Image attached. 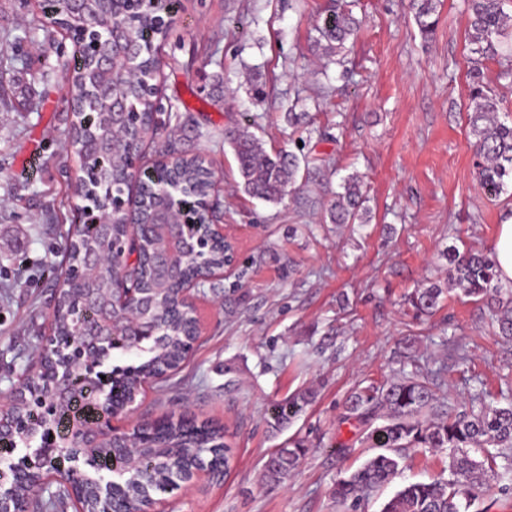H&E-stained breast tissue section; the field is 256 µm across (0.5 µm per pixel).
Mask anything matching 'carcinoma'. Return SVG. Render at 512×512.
<instances>
[{
	"label": "carcinoma",
	"mask_w": 512,
	"mask_h": 512,
	"mask_svg": "<svg viewBox=\"0 0 512 512\" xmlns=\"http://www.w3.org/2000/svg\"><path fill=\"white\" fill-rule=\"evenodd\" d=\"M505 0H466L470 23L471 53L475 63L494 60L502 55L504 39L512 37V15L504 10ZM415 21L421 35L429 37L437 23V0H414ZM170 12L167 0L137 6L124 18L127 39L132 51L125 66L133 72L128 76L116 72L112 77V94L124 103L127 122L133 126L143 112L157 111L156 94L150 88L158 69L153 38ZM356 21L337 0L324 11L317 27L319 40L325 41L327 55H337L346 48L353 34ZM109 43V29L103 27L99 37L89 40L82 50L80 63L68 78L69 94L73 99L82 98L86 112L79 122L71 125L69 138L83 169V180L78 186L82 205L96 212L109 215L112 233L106 235L95 224H85L78 231L81 249L95 248L112 252L113 243L126 237L129 221L142 224L157 221L162 209L178 201L185 206H196L199 200L210 195L212 183L206 173L205 160L199 155L179 156L169 168L168 184L176 185L180 197L175 199L157 190L140 199L137 213L128 214L121 205L131 177L130 163L146 160L143 149L145 139L153 137L158 125L145 128L139 139L118 138L111 129V99L103 94L105 79L89 67L86 58L101 55ZM470 96L473 109L469 112L470 134L474 138L476 154L480 157L479 181L489 194L498 196L505 191V179L512 178V124L499 120L498 101L485 90L480 80V68H474ZM225 139L232 146L237 171L243 191L267 202L280 203L285 196L297 190L301 166L309 161L293 152H266L258 138L246 127L228 132ZM362 177L356 173L343 178L341 192L329 208L333 224H364L367 210L363 208ZM202 224L189 223L182 227L183 236L176 273L191 278L199 270L197 242ZM158 248L154 239L143 237L137 247L138 260L130 264L124 258L116 259V266H104L88 276L75 256L68 257L69 275L64 283L67 296L78 317L93 322L96 310L80 303L85 289L93 288L107 302L114 288H140L144 271L141 263L147 253ZM448 284L458 288L465 296L486 304L498 335L512 339V290L499 282L493 256L482 252H447ZM443 290L437 286L417 288L409 301L417 312L432 314L441 302ZM155 306L153 318L160 325L156 336L138 337L128 329L117 337L109 350L122 354L134 352L143 358L137 366L114 365L109 370L99 369L90 374L81 367L73 369L67 402L56 404L54 392L46 394V409L34 406L24 415L31 422L28 435L22 444L31 448L46 447L47 437L55 433L68 436V445L61 449L65 454H77L74 447L77 434L70 433L77 422L87 424L97 413V393L104 388L131 396L140 393L142 382L153 377L162 366L178 368L185 360V331L193 320L186 312L174 316L176 285L163 275L153 280ZM411 370L386 384L360 388L354 391L347 403V411L370 428L366 441L382 452L369 458L348 477L341 479L334 491L336 500L356 508L371 492L390 483L395 478L404 448H448L451 450L448 465L449 477L431 482L412 483L397 491L384 505L381 512H468L471 502L491 490L488 472L498 465L504 475H512V402L504 406L473 408L456 413L442 389L441 371H428L416 359L410 360ZM305 398H288L274 405L273 426L282 427L302 410ZM430 410L440 419L428 422L422 414ZM381 424H376V421ZM225 439V430L202 423L190 430L181 422L171 423L162 436L144 433L143 442L157 443L160 448L147 457L136 456L130 473L116 485L122 500L123 512H139L151 498L153 491H166V485L196 462L206 463L215 449L213 445ZM306 449L296 441L286 448L276 449L265 463L268 481L279 484L293 472L305 455ZM38 473L15 487L16 494L28 501L29 512H57L66 498L64 489L47 496L37 487Z\"/></svg>",
	"instance_id": "obj_1"
}]
</instances>
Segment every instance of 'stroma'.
<instances>
[{
	"label": "stroma",
	"mask_w": 512,
	"mask_h": 512,
	"mask_svg": "<svg viewBox=\"0 0 512 512\" xmlns=\"http://www.w3.org/2000/svg\"><path fill=\"white\" fill-rule=\"evenodd\" d=\"M330 0H179L158 42L154 156L170 146L214 172L217 223L236 248L223 278L194 299L203 331L181 367L148 381L115 427L168 414L225 428L223 480L159 494L168 512H345L333 490L373 451L345 403L363 380L402 373L408 357L444 369L456 410L477 393L512 399V341L483 303L448 287L446 247L492 251L512 185L491 197L477 180L468 113L470 51L464 0H440L423 39L410 0H355L360 25L338 60L317 43ZM75 43L39 0H0V406L40 368L65 270L79 170L64 85ZM303 112L292 125L288 113ZM245 126L267 150L311 163L298 194L272 204L244 194L226 130ZM362 176L369 221L332 224L343 176ZM438 285L432 316L406 296ZM309 401L272 429L274 404ZM306 454L285 482L263 477L288 442ZM444 448L404 450L399 475L366 499L381 512L398 490L443 475Z\"/></svg>",
	"instance_id": "stroma-1"
}]
</instances>
